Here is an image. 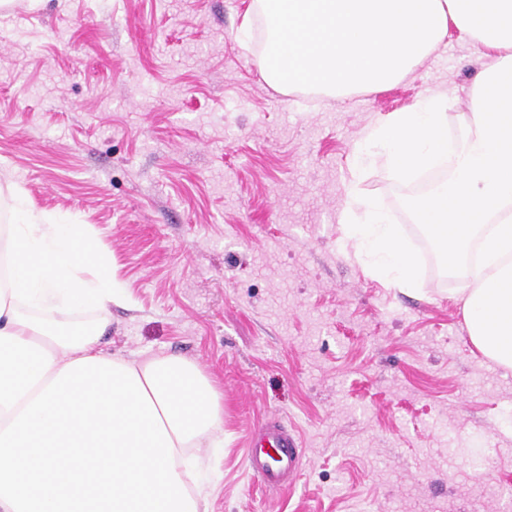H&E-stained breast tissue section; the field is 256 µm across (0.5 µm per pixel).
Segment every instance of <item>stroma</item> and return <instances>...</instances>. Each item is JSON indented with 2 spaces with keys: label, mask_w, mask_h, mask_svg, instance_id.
<instances>
[{
  "label": "stroma",
  "mask_w": 512,
  "mask_h": 512,
  "mask_svg": "<svg viewBox=\"0 0 512 512\" xmlns=\"http://www.w3.org/2000/svg\"><path fill=\"white\" fill-rule=\"evenodd\" d=\"M251 0H14L0 10V184L90 225L122 304L125 358L178 354L224 395L203 449L210 512H512V371L472 344L462 282L404 202L427 191L368 167L422 262L410 291L348 258L339 214L368 125L448 90L480 46L449 34L397 84L336 101L261 77ZM268 416L301 442L295 485L266 495L245 441Z\"/></svg>",
  "instance_id": "1"
}]
</instances>
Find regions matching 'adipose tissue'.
<instances>
[{"label":"adipose tissue","mask_w":512,"mask_h":512,"mask_svg":"<svg viewBox=\"0 0 512 512\" xmlns=\"http://www.w3.org/2000/svg\"><path fill=\"white\" fill-rule=\"evenodd\" d=\"M14 206L0 226V431L13 422L69 363L104 358V323L73 326L65 309H108L122 290L110 259L83 224H59L28 204L19 188L0 186ZM174 443V468L196 505L209 512V494L196 459L224 430V395L191 360L176 354L133 364Z\"/></svg>","instance_id":"1"}]
</instances>
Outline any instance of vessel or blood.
I'll return each mask as SVG.
<instances>
[{
    "label": "vessel or blood",
    "mask_w": 512,
    "mask_h": 512,
    "mask_svg": "<svg viewBox=\"0 0 512 512\" xmlns=\"http://www.w3.org/2000/svg\"><path fill=\"white\" fill-rule=\"evenodd\" d=\"M261 426L262 433L250 442L248 467L262 491L273 495L282 491L287 479L296 476L301 448L297 438L279 418H266Z\"/></svg>",
    "instance_id": "1"
}]
</instances>
